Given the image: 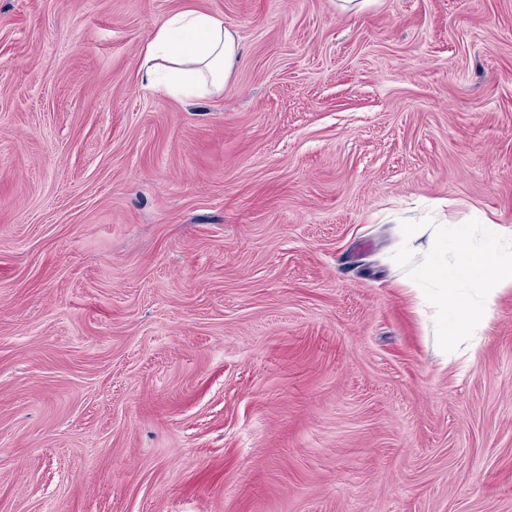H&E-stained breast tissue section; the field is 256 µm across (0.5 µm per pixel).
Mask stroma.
Here are the masks:
<instances>
[{"label":"stroma","mask_w":512,"mask_h":512,"mask_svg":"<svg viewBox=\"0 0 512 512\" xmlns=\"http://www.w3.org/2000/svg\"><path fill=\"white\" fill-rule=\"evenodd\" d=\"M240 61L145 89L163 17ZM512 230V0H0V512H512V288L442 364L410 224ZM141 53L143 86L183 97L220 90L239 61L235 35L224 27V17L195 10L164 18Z\"/></svg>","instance_id":"obj_1"}]
</instances>
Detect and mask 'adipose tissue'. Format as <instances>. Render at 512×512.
<instances>
[{
  "label": "adipose tissue",
  "mask_w": 512,
  "mask_h": 512,
  "mask_svg": "<svg viewBox=\"0 0 512 512\" xmlns=\"http://www.w3.org/2000/svg\"><path fill=\"white\" fill-rule=\"evenodd\" d=\"M239 60L234 34L218 14L187 10L157 24L142 47L141 81L156 92L192 97L220 90ZM443 224H413L408 240L420 261L406 286L417 311L442 327L443 343L473 336L490 322L512 288V235L480 247L465 236L446 240ZM452 244L456 261L442 256Z\"/></svg>",
  "instance_id": "obj_1"
}]
</instances>
